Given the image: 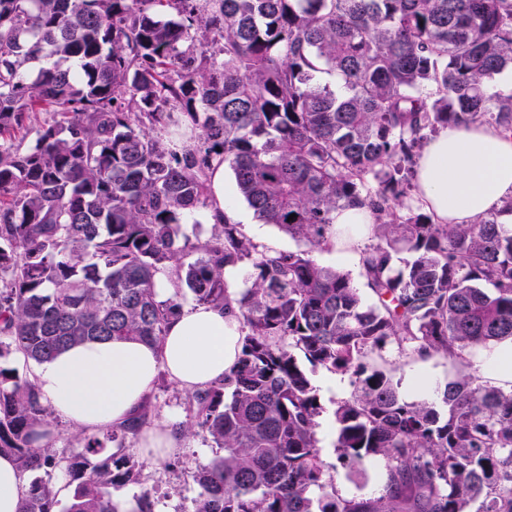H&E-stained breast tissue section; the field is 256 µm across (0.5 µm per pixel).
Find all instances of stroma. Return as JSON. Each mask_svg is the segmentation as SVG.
Returning <instances> with one entry per match:
<instances>
[{"instance_id":"stroma-1","label":"stroma","mask_w":512,"mask_h":512,"mask_svg":"<svg viewBox=\"0 0 512 512\" xmlns=\"http://www.w3.org/2000/svg\"><path fill=\"white\" fill-rule=\"evenodd\" d=\"M228 205L231 220L255 242L277 250H295L299 244L294 239L278 231L275 227L257 221L252 210L240 196H233ZM371 231H364L351 247H332L315 252V259L323 265L335 266L348 271L354 279L364 300H372L371 291L366 288L360 275L359 256L361 250L372 244ZM512 349V342L503 341L487 347L470 349L464 361L458 362L439 354L425 358L398 353L396 348H387L380 367L389 371L399 384L400 393L409 400L423 397L436 398L448 381L459 375L476 372L485 385L507 388V381L495 377L491 372L489 360L494 355ZM321 402L325 408L320 418L318 436L321 440L322 458L327 465L336 463L333 448V411L337 399L349 397L352 387L348 378L317 371L313 376ZM187 391L174 382L167 372H160L147 399L149 422L161 425L175 433V449L164 457H154L143 453L141 441L127 438L126 448L136 453L141 464L138 482L114 488L112 498L118 502L123 512H130L136 497L150 493L155 501V512H192L193 503L199 493L196 473L199 466L211 463L220 456L211 437L205 431H196L193 435L182 436L177 432L179 424L190 418Z\"/></svg>"}]
</instances>
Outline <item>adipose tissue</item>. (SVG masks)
<instances>
[{"mask_svg":"<svg viewBox=\"0 0 512 512\" xmlns=\"http://www.w3.org/2000/svg\"><path fill=\"white\" fill-rule=\"evenodd\" d=\"M422 206L439 224H468L512 196V136L492 126H451L429 143L415 170ZM239 324L223 308L195 305L167 326L160 345L92 341L41 365L39 390L56 416L94 430L128 420L159 370L195 391L223 377L238 353Z\"/></svg>","mask_w":512,"mask_h":512,"instance_id":"ef3b65f1","label":"adipose tissue"}]
</instances>
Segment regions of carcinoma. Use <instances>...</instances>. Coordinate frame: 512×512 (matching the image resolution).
<instances>
[{
	"instance_id": "cac0c4a2",
	"label": "carcinoma",
	"mask_w": 512,
	"mask_h": 512,
	"mask_svg": "<svg viewBox=\"0 0 512 512\" xmlns=\"http://www.w3.org/2000/svg\"><path fill=\"white\" fill-rule=\"evenodd\" d=\"M507 69L512 0H0V454L23 472L64 467L75 485L62 512H124L111 489L138 480L124 442L148 427L146 407L62 456L52 433L37 443L50 406L8 358L160 345L182 298L160 299L156 278L194 254L176 280L241 336L179 427L224 451L198 471L193 512H512V388L464 375L438 407L369 363L391 345L462 360L512 341V225L498 221L512 198L437 224L409 196L429 135L484 122L512 133V96L486 94ZM36 112L62 120L23 151L16 133ZM222 164L254 215L301 248L260 246L227 218L204 240L183 234L213 206ZM350 206L375 217L360 254L371 303L313 257ZM227 266L247 269L233 296ZM318 369L350 380L336 461L361 481L383 460L376 495L336 493ZM58 505L36 477L19 512Z\"/></svg>"
}]
</instances>
